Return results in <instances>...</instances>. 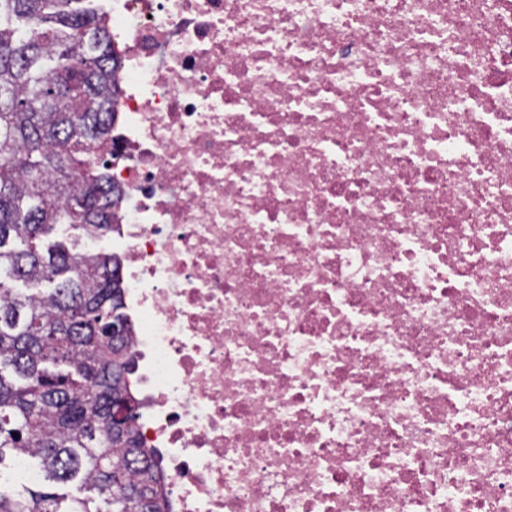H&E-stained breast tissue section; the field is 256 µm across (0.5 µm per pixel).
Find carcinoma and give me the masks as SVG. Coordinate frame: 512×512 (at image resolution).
<instances>
[{
    "label": "carcinoma",
    "mask_w": 512,
    "mask_h": 512,
    "mask_svg": "<svg viewBox=\"0 0 512 512\" xmlns=\"http://www.w3.org/2000/svg\"><path fill=\"white\" fill-rule=\"evenodd\" d=\"M120 66L85 0H0V468L26 457L48 481L0 489V512H169L136 431L135 359L101 335L114 321L130 332L120 259L86 266L51 241L73 221L112 230L120 195L89 155L111 135Z\"/></svg>",
    "instance_id": "carcinoma-1"
}]
</instances>
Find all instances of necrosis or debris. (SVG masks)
I'll list each match as a JSON object with an SVG mask.
<instances>
[{"instance_id": "4bbe7bcc", "label": "necrosis or debris", "mask_w": 512, "mask_h": 512, "mask_svg": "<svg viewBox=\"0 0 512 512\" xmlns=\"http://www.w3.org/2000/svg\"><path fill=\"white\" fill-rule=\"evenodd\" d=\"M100 8L170 512H512V0Z\"/></svg>"}]
</instances>
